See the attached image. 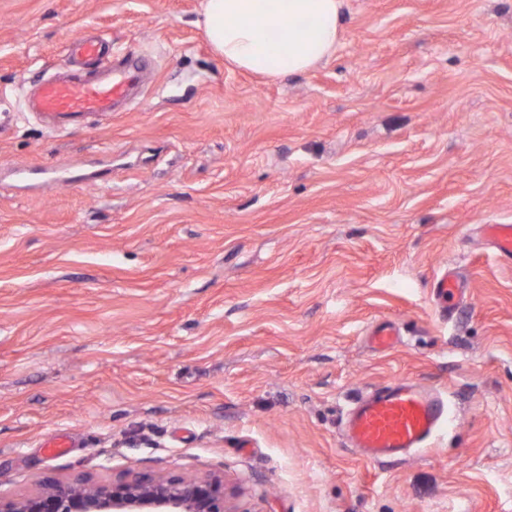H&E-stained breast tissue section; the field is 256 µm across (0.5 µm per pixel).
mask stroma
I'll return each mask as SVG.
<instances>
[{
  "instance_id": "35a3bbf8",
  "label": "stroma",
  "mask_w": 512,
  "mask_h": 512,
  "mask_svg": "<svg viewBox=\"0 0 512 512\" xmlns=\"http://www.w3.org/2000/svg\"><path fill=\"white\" fill-rule=\"evenodd\" d=\"M200 10L0 0V492L220 473L233 512H512V262L482 232L512 224V0H343L335 53L276 80ZM86 30L146 85L49 133L27 90ZM403 377L448 415L365 458L346 413Z\"/></svg>"
}]
</instances>
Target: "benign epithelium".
I'll use <instances>...</instances> for the list:
<instances>
[{"label": "benign epithelium", "mask_w": 512, "mask_h": 512, "mask_svg": "<svg viewBox=\"0 0 512 512\" xmlns=\"http://www.w3.org/2000/svg\"><path fill=\"white\" fill-rule=\"evenodd\" d=\"M224 478L137 474L112 482L46 477L20 497L0 495V512H230Z\"/></svg>", "instance_id": "benign-epithelium-1"}]
</instances>
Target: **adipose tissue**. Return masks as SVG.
Segmentation results:
<instances>
[{"label":"adipose tissue","mask_w":512,"mask_h":512,"mask_svg":"<svg viewBox=\"0 0 512 512\" xmlns=\"http://www.w3.org/2000/svg\"><path fill=\"white\" fill-rule=\"evenodd\" d=\"M342 0H204L201 24L226 66L276 79L329 58L341 32ZM280 32L266 41L268 31Z\"/></svg>","instance_id":"adipose-tissue-1"}]
</instances>
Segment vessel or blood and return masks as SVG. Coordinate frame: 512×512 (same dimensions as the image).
I'll use <instances>...</instances> for the list:
<instances>
[{"instance_id": "obj_1", "label": "vessel or blood", "mask_w": 512, "mask_h": 512, "mask_svg": "<svg viewBox=\"0 0 512 512\" xmlns=\"http://www.w3.org/2000/svg\"><path fill=\"white\" fill-rule=\"evenodd\" d=\"M102 39L77 35L67 48L74 60L101 58ZM147 63L136 53L106 67L104 72L82 76H48L39 83L35 99L25 109L48 131L61 133L94 114L111 117L118 104L130 103V92L144 82ZM488 233L497 253L512 260V224H492ZM443 398L426 392L415 382L398 378L376 388L357 402L346 419L347 435L367 457L385 460L425 447L444 421Z\"/></svg>"}]
</instances>
